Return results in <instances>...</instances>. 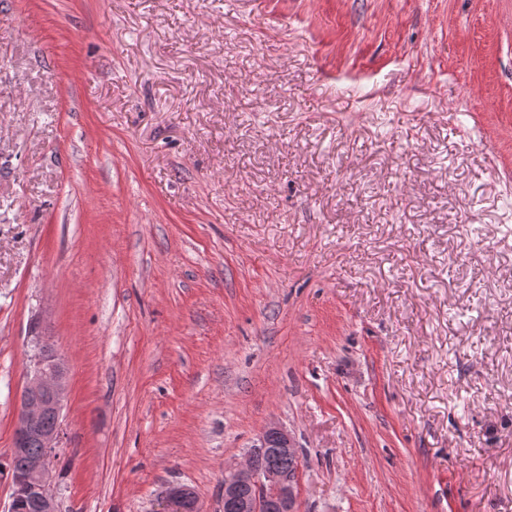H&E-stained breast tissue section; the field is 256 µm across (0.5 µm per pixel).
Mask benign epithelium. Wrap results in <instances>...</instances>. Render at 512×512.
<instances>
[{
  "label": "benign epithelium",
  "mask_w": 512,
  "mask_h": 512,
  "mask_svg": "<svg viewBox=\"0 0 512 512\" xmlns=\"http://www.w3.org/2000/svg\"><path fill=\"white\" fill-rule=\"evenodd\" d=\"M27 381L20 392L9 455L22 454L28 442L38 440L43 453L29 460L27 473L9 479L8 512H58L52 457L60 443V422L69 396L67 367L58 351L42 336L31 339ZM55 419L49 428L46 421ZM282 457L299 459L291 431L272 422L258 435L244 460L224 468V512H264L269 504L278 512H298V477L276 470L259 472L253 458L269 448ZM154 512H205L199 496L185 486H170Z\"/></svg>",
  "instance_id": "benign-epithelium-1"
}]
</instances>
